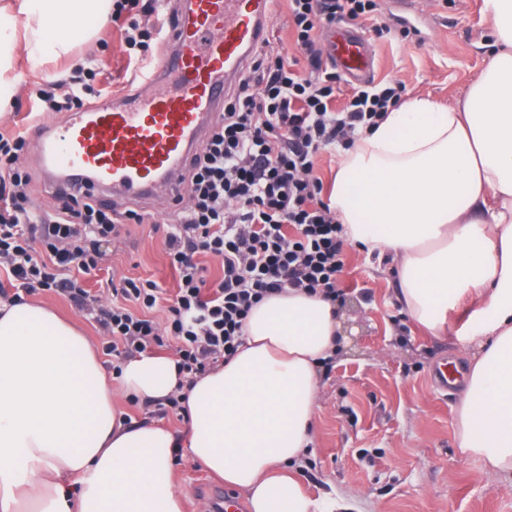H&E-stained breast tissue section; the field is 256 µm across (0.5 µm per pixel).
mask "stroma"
<instances>
[{
  "label": "stroma",
  "mask_w": 512,
  "mask_h": 512,
  "mask_svg": "<svg viewBox=\"0 0 512 512\" xmlns=\"http://www.w3.org/2000/svg\"><path fill=\"white\" fill-rule=\"evenodd\" d=\"M378 19L409 28L408 37L378 36L365 29L374 53V83L402 81L405 97L428 96L445 104L462 100L489 61L490 29L484 0H429L421 8H401L378 0ZM75 52L88 66H102L94 85L116 86L133 67L121 48L119 25L96 18L83 23ZM70 59L31 67L18 55L12 75L16 106L0 112V128H12L17 110H28L45 72L64 70ZM126 277L176 286L162 233L151 225L109 245L102 270L83 286L101 303ZM343 291V345L324 377V407L315 443L302 471L309 492L344 512H512V474L489 473L456 447V406L469 358L448 336H429L408 317L398 298V278L389 256L348 247L340 275ZM36 302L76 321L102 350V332L68 294L41 291ZM104 365L112 358L104 354ZM459 375L441 386L440 363ZM187 512L202 504L237 500L235 491L203 470L184 467Z\"/></svg>",
  "instance_id": "1"
}]
</instances>
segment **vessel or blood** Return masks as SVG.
<instances>
[{"label": "vessel or blood", "instance_id": "obj_1", "mask_svg": "<svg viewBox=\"0 0 512 512\" xmlns=\"http://www.w3.org/2000/svg\"><path fill=\"white\" fill-rule=\"evenodd\" d=\"M272 0H187L163 31L165 51L110 99L28 130L33 155L59 189L121 188L128 204L184 197L183 176L224 112L232 84L271 36ZM365 35L332 31L330 54L349 77L370 72Z\"/></svg>", "mask_w": 512, "mask_h": 512}]
</instances>
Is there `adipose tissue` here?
Masks as SVG:
<instances>
[{
	"instance_id": "1",
	"label": "adipose tissue",
	"mask_w": 512,
	"mask_h": 512,
	"mask_svg": "<svg viewBox=\"0 0 512 512\" xmlns=\"http://www.w3.org/2000/svg\"><path fill=\"white\" fill-rule=\"evenodd\" d=\"M100 0L0 6V102L17 49L39 66L69 53ZM494 36L464 103L409 98L337 162L331 206L348 241L396 261L399 298L429 332L467 307L473 348L457 406L461 456L512 473V0H484ZM339 308L291 290L249 312L243 344L187 382L144 352L108 378L90 341L32 300L0 302V512H184L178 464L234 487L250 512H325L301 480L323 407L324 361L340 350ZM186 396L182 429L127 422L115 391Z\"/></svg>"
}]
</instances>
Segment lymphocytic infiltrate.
I'll use <instances>...</instances> for the list:
<instances>
[{"label":"lymphocytic infiltrate","mask_w":512,"mask_h":512,"mask_svg":"<svg viewBox=\"0 0 512 512\" xmlns=\"http://www.w3.org/2000/svg\"><path fill=\"white\" fill-rule=\"evenodd\" d=\"M294 58L257 50L224 108V118L198 153L186 178L189 204L165 232V249L178 274L173 291L156 282L124 279L122 300L98 304L78 274L99 270L105 244L150 224L148 212L117 213L91 198L37 207L23 127L0 132V267L20 288L69 293L83 309L96 308L114 363L153 348L174 346L178 369L203 374L232 358L243 324L267 297L301 290L330 302L340 297L339 276L348 244L316 173V159L331 147L352 146L358 133L397 107L401 83L352 88L337 107L334 74L323 68L319 33L336 24L374 20L376 0H286ZM163 12L157 0H112L123 47L140 66L155 57ZM91 89L82 69L47 75L28 112H77ZM221 263L224 275L208 281L202 257ZM164 310L157 322L155 310Z\"/></svg>","instance_id":"f902f5d3"}]
</instances>
